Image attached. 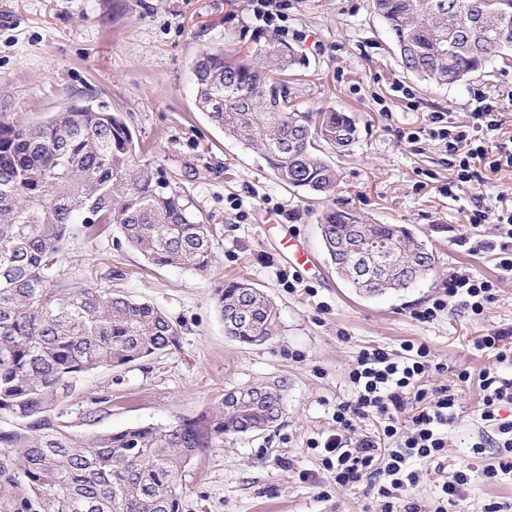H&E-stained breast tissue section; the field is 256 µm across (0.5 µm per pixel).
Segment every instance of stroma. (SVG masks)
<instances>
[{"mask_svg":"<svg viewBox=\"0 0 512 512\" xmlns=\"http://www.w3.org/2000/svg\"><path fill=\"white\" fill-rule=\"evenodd\" d=\"M253 0H0V114L34 125L73 102L120 113L143 147L141 163L158 169L198 218L214 217L215 261L205 274L158 267L121 243L75 227L57 267L69 279L162 310L179 331L175 347L83 377L53 410L79 440L131 426H170L221 407L226 393L283 380V415L271 428L226 436L196 456L181 475L182 512H379L370 480L334 491L312 441L336 430L338 403L350 400L348 371L358 353L427 344L443 371L472 378L457 389L459 415L438 461L420 460L409 502L433 512L444 481L469 471L467 493L450 512L512 505V476L487 482L496 450L473 455L493 427L479 419L477 376L499 366L475 342L512 330V280L501 283L481 315L462 300L433 319L419 311L441 298L456 271L496 279L492 253L464 246L475 195L512 191V168L483 170L482 181L449 191L458 160L432 136L430 118L445 112L472 122L478 94L512 90V66L472 76L463 87H438L403 72L371 0H277L283 41L308 61L294 85L301 107L351 113L359 135L332 155L335 192L317 196L280 183L256 149L225 136L196 104L192 63L205 50L236 54L272 31L253 17ZM355 209L369 221L402 224L426 241L436 271L419 286L378 297L339 278L324 250L318 219L327 207ZM241 278L279 312L268 341L243 345L227 337L215 290ZM105 402L106 410L90 416ZM15 452L0 447V512H40L18 478Z\"/></svg>","mask_w":512,"mask_h":512,"instance_id":"35a3bbf8","label":"stroma"}]
</instances>
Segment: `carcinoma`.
Returning a JSON list of instances; mask_svg holds the SVG:
<instances>
[{
	"label": "carcinoma",
	"mask_w": 512,
	"mask_h": 512,
	"mask_svg": "<svg viewBox=\"0 0 512 512\" xmlns=\"http://www.w3.org/2000/svg\"><path fill=\"white\" fill-rule=\"evenodd\" d=\"M402 68L437 85H462L512 58V0H372ZM306 66L269 38L236 60L220 48L195 60L198 106L224 134L260 150L284 185L317 194L338 175L323 147L356 139L344 112L302 109L288 71ZM138 144L117 113L72 104L37 126L0 116V447L42 512H181L179 476L224 436L272 426L285 382L253 384L257 404L223 407L167 427L133 426L76 442L51 414L87 373L177 345L178 329L146 302L76 283L54 268L72 227L90 237L115 227L159 266L208 271L212 225L196 220L159 173L136 164ZM337 274L369 296L400 291L435 271V255L397 224L349 209L319 218ZM225 334L245 344L272 335L276 306L246 281L216 289Z\"/></svg>",
	"instance_id": "carcinoma-1"
}]
</instances>
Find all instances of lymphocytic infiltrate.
I'll return each mask as SVG.
<instances>
[{"label":"lymphocytic infiltrate","mask_w":512,"mask_h":512,"mask_svg":"<svg viewBox=\"0 0 512 512\" xmlns=\"http://www.w3.org/2000/svg\"><path fill=\"white\" fill-rule=\"evenodd\" d=\"M510 108L512 92H502L480 96L471 125L451 129L445 127L443 113L433 115L449 154L459 158L458 182L471 181L485 167L495 170L512 166V140L498 136L500 117ZM489 222L506 227V235L498 241H478L477 246L495 252L501 274L512 276V208L476 205L469 218L471 228ZM495 293L493 281L465 271L456 272L448 279L446 298L437 299L431 307L419 311L418 317H435L447 308L449 299L457 296L464 297L466 306L478 315ZM436 368L429 347L422 343L405 342L397 352L374 348L359 353L348 374L354 397L337 404L333 415L336 432L321 446L323 463L332 472L336 489L370 477L378 485L380 512H422L419 505L401 503L418 482L416 472L408 469L407 462L441 455L448 427L457 417L455 388L441 385L427 389L422 385L423 379ZM475 378L482 391L480 418L495 427L493 445L500 450L497 467L484 472L485 478L492 481L499 474L512 473V421L502 420L499 415L502 407L512 406V376L488 368ZM412 402L418 408L410 420H403L402 415ZM369 417L382 423L384 437L398 438V447L383 450L371 436H354L355 420Z\"/></svg>","instance_id":"obj_1"}]
</instances>
